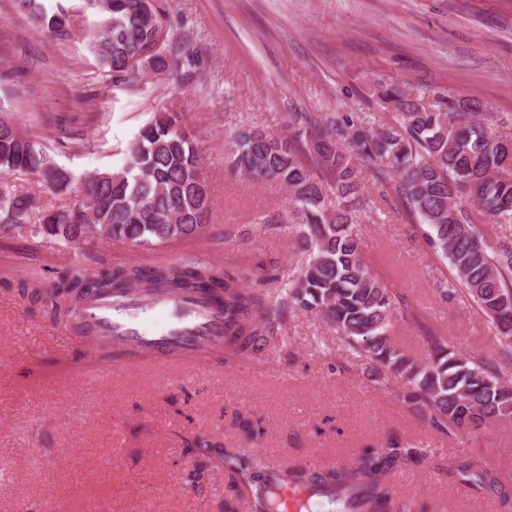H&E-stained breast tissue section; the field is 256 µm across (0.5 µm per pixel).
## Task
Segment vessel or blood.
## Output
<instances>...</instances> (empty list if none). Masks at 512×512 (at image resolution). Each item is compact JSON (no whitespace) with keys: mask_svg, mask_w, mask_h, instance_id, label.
Returning a JSON list of instances; mask_svg holds the SVG:
<instances>
[{"mask_svg":"<svg viewBox=\"0 0 512 512\" xmlns=\"http://www.w3.org/2000/svg\"><path fill=\"white\" fill-rule=\"evenodd\" d=\"M81 322L91 335L154 353L176 352L184 359L193 357L199 343L224 340L223 316L193 290L153 304L94 301L83 310Z\"/></svg>","mask_w":512,"mask_h":512,"instance_id":"1","label":"vessel or blood"}]
</instances>
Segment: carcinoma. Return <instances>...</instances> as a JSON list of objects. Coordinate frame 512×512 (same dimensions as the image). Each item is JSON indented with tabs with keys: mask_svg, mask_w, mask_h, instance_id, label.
<instances>
[{
	"mask_svg": "<svg viewBox=\"0 0 512 512\" xmlns=\"http://www.w3.org/2000/svg\"><path fill=\"white\" fill-rule=\"evenodd\" d=\"M19 13L49 34L63 31L62 11L46 0H15ZM98 28L87 41L98 66L115 85H134L143 72L127 67L130 56L149 52L155 76L196 65L193 53L157 42L166 28V0L143 8L142 0H98ZM379 99L396 111V122L373 127L370 116L350 112L336 121L314 124L281 137L253 129L237 135L229 155L231 167L256 181L290 189L288 222L300 227L301 267L273 273L254 288L224 268L187 254L168 263L143 267L120 265L57 276L52 288H20L22 296L44 304L59 320L76 321L81 308L96 298L115 302L130 295L155 302L202 290L224 313V342L238 355L251 356L283 344L274 335L277 321L294 309H317L354 356L377 365L379 381L404 380L403 399L416 415L443 433L488 422L512 421V242L498 239L495 225L512 221V167L503 165V142L485 118L482 103L446 91L405 90L379 82ZM0 113V173L26 170L59 194L76 193L75 209L45 212L41 233L77 244L101 229L133 246L191 240L206 228L210 192L201 149L183 128L180 115L160 112L138 133L123 167L96 173L89 180L59 165L44 148ZM382 176L398 175L395 191L416 220L424 242L447 260L453 279L441 285L448 298L462 294L488 318L501 348L495 361L476 358L448 346L428 332L430 353L415 360L390 342L397 318L393 294L366 262L351 213L361 205L363 165ZM336 183L337 203L328 201L313 170ZM472 198L473 209L463 207ZM33 209L31 200L0 189V221L21 224ZM192 452L200 475L216 453L236 488L248 490L254 512H278L273 477L302 489L307 500L325 498L339 512H392L395 502L383 479L410 460L413 451L391 447L368 451L356 466L277 472L246 451H221L199 440ZM458 474L487 487L495 479L474 472L467 462Z\"/></svg>",
	"mask_w": 512,
	"mask_h": 512,
	"instance_id": "cac0c4a2",
	"label": "carcinoma"
}]
</instances>
